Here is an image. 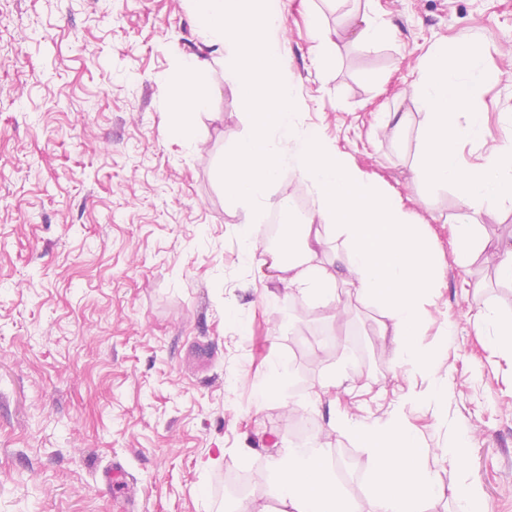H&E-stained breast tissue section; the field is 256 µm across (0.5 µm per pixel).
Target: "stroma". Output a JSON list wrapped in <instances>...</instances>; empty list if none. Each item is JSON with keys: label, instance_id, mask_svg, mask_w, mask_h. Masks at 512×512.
I'll return each mask as SVG.
<instances>
[{"label": "stroma", "instance_id": "35a3bbf8", "mask_svg": "<svg viewBox=\"0 0 512 512\" xmlns=\"http://www.w3.org/2000/svg\"><path fill=\"white\" fill-rule=\"evenodd\" d=\"M311 8L333 27L354 4L282 0L302 118L428 225L452 330L434 323L417 341L445 350L448 419L472 429L469 475L487 512H512V364L466 316L476 301L512 316V283L490 247L456 261L450 231L464 220L490 246L512 242V208H469L415 181L423 117L398 96L430 49L476 36L502 73L478 95L484 141L500 139L512 0H374L392 37L340 44L329 67L305 25ZM199 44L188 0H0V512H236L224 481L243 468L249 499L268 506L267 462L292 446L294 419L312 415L330 372L356 387L337 403L355 419L425 388L396 369L376 308L342 286L317 306L285 298L265 275L270 241L244 254L221 169L248 120L222 61L206 74L199 147L173 130L171 76ZM387 112L412 122L394 133ZM277 357L283 396L255 409L253 387ZM322 443L363 482L364 449L338 432ZM218 452L221 466L202 468ZM115 462L127 493L103 482Z\"/></svg>", "mask_w": 512, "mask_h": 512}]
</instances>
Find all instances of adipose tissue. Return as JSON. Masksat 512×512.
<instances>
[{
	"instance_id": "1",
	"label": "adipose tissue",
	"mask_w": 512,
	"mask_h": 512,
	"mask_svg": "<svg viewBox=\"0 0 512 512\" xmlns=\"http://www.w3.org/2000/svg\"><path fill=\"white\" fill-rule=\"evenodd\" d=\"M189 2L203 46L228 62L250 119L248 133L225 154L222 170L225 196L242 210L245 255L254 254L262 233L255 211L270 206L274 186L285 168H292L308 185L315 207L307 223L270 251L272 281L286 296L314 304L333 300L337 283L346 284L357 301L379 309L381 333L396 344L397 368L428 381L423 393L407 394L385 417L355 420L332 413L321 424L367 450L370 512H424L429 500L443 496L452 500L454 512H485L468 473L474 451L468 427L455 428L447 447L430 448L420 442L408 418V408L431 406L447 394L435 369L436 352L416 341L431 321L443 278L426 225L415 223L396 193L333 149L317 128L303 124L298 85L284 70L285 45L278 36L284 25L281 0ZM307 24L327 62L340 42L371 47L391 32L388 24L357 10L333 29L314 11ZM207 65L199 54H187L173 79L175 128L190 148L197 145L193 118L210 106ZM473 318L478 333L512 356L511 316L484 304ZM441 462L455 475L446 486L436 471ZM263 479L279 512H359L347 484L318 447L284 449L270 458Z\"/></svg>"
}]
</instances>
